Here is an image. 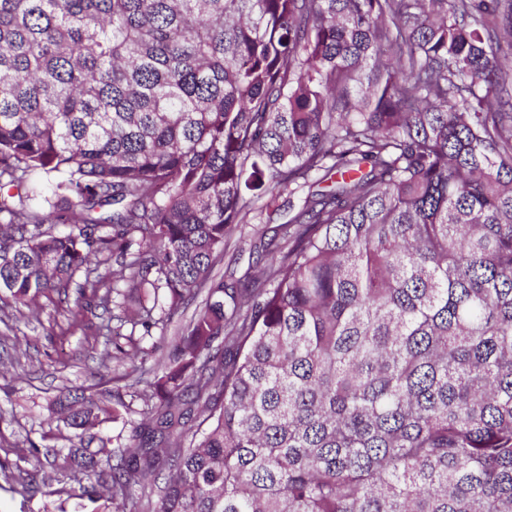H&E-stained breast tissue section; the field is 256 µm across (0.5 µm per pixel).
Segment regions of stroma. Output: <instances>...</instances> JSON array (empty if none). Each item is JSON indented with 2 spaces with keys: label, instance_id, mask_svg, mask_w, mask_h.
<instances>
[{
  "label": "stroma",
  "instance_id": "stroma-1",
  "mask_svg": "<svg viewBox=\"0 0 512 512\" xmlns=\"http://www.w3.org/2000/svg\"><path fill=\"white\" fill-rule=\"evenodd\" d=\"M67 303L44 302L38 320L0 323V460L39 441L47 405L76 386L91 387L101 378L131 373L132 362L112 349L107 367L99 365L92 340L77 334L58 342L49 334L52 324H65ZM47 462L27 457L20 470L0 472V512H56L60 499L44 489L28 495L15 493L24 472L47 469Z\"/></svg>",
  "mask_w": 512,
  "mask_h": 512
}]
</instances>
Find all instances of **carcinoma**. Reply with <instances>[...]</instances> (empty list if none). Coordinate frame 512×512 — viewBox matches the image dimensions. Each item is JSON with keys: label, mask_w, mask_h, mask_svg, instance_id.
I'll use <instances>...</instances> for the list:
<instances>
[{"label": "carcinoma", "mask_w": 512, "mask_h": 512, "mask_svg": "<svg viewBox=\"0 0 512 512\" xmlns=\"http://www.w3.org/2000/svg\"><path fill=\"white\" fill-rule=\"evenodd\" d=\"M500 28L502 0H0V292L27 319L75 290L55 336L104 366L206 291L142 409L48 406L42 485L73 512H512ZM243 224L271 258L214 277Z\"/></svg>", "instance_id": "obj_1"}]
</instances>
